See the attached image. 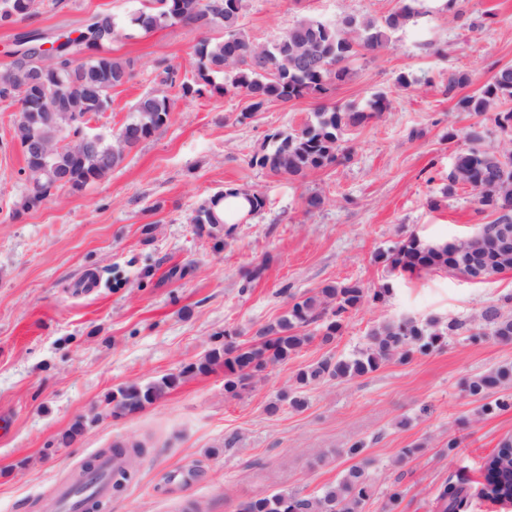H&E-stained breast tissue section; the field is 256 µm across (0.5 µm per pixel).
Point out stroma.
<instances>
[{"instance_id": "1", "label": "stroma", "mask_w": 512, "mask_h": 512, "mask_svg": "<svg viewBox=\"0 0 512 512\" xmlns=\"http://www.w3.org/2000/svg\"><path fill=\"white\" fill-rule=\"evenodd\" d=\"M137 0H64L52 10L0 27V69L14 36L37 29L53 36L106 12L121 19ZM398 0H245L241 22L252 40L273 41L305 15L328 21L380 18ZM419 16L366 55L351 80L326 98L273 101L249 112L242 94L182 97L164 88L159 62L192 78L196 31L174 25L113 42L112 55L136 62L133 77L89 126L116 133L142 95L166 90L169 121L133 149L102 181L79 193L61 190L38 208L14 215L24 192V157L12 139L18 119L0 105V512H47L66 479L102 450L138 440L146 455L101 512H237L240 503L280 491L311 494L336 485L366 444L363 457L375 496L362 512H387L386 491L404 492L398 512H434L446 479L483 481L481 465L512 434V409L481 419L466 380L512 363V344L450 337L446 346L402 365L390 362L361 378L305 388L308 405L270 412L299 370L326 355L346 356L388 320L479 321L485 307L512 294V269L477 283L434 272L388 273L376 251L415 234L444 242L485 223L475 193L443 198L459 142L448 128L472 123L459 97L472 94L501 67L512 66V0H422ZM472 83L446 93L450 73ZM412 85L401 88L399 75ZM385 95L380 118L348 131L354 158L305 177L271 176L250 163L269 134L312 121L322 104L363 106ZM233 185L266 198L238 225L224 248L191 224L209 196ZM324 199L308 209V196ZM438 199L430 208L429 199ZM263 266L260 279L248 272ZM393 285L384 301L350 313L328 346L312 341L287 364L268 369L253 390L224 395V373L185 379L163 400L120 418L105 411L118 387L179 373L237 332L251 340L284 314L289 294L331 282ZM83 433L61 435L76 421ZM462 436L455 453L448 439ZM419 446L409 460L403 449Z\"/></svg>"}]
</instances>
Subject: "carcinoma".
Masks as SVG:
<instances>
[{"instance_id":"carcinoma-1","label":"carcinoma","mask_w":512,"mask_h":512,"mask_svg":"<svg viewBox=\"0 0 512 512\" xmlns=\"http://www.w3.org/2000/svg\"><path fill=\"white\" fill-rule=\"evenodd\" d=\"M40 8L43 0H0V27L31 17L24 2ZM155 8L139 7L119 21L110 13L93 16L94 26L112 31V40L104 41L86 58L82 53L88 25L59 33L60 45L52 52L36 49L11 61L3 69L10 87H0V104L17 108L30 128L46 134L54 132L53 112L58 99L75 96L83 99L79 116L70 133L73 140L86 134L92 116L108 110L112 89L128 82L135 61L112 57V41L131 38L137 33L174 25L178 16L184 25L202 31L194 46L195 75L192 81H177L178 69L161 62L169 86L180 87L182 96L201 98L208 93L231 91L251 100L249 109L260 110L272 101L288 103L305 96L324 97L335 85L352 75V63L362 53H377L388 45L393 32L418 14V0H401L399 9L381 19L347 17L330 23L314 15L300 18L282 37L269 44H257L240 24L244 0H224V11L213 13L208 0H154ZM224 76V83L216 77ZM512 66L500 68L476 92L461 97L458 108L469 115L492 114L495 127L512 140ZM167 95L141 96L130 108L126 122L117 135L99 142L97 154L86 161L69 159L63 153L56 162L70 168L74 187L82 191L102 180L119 166L125 150L140 145L166 126L172 110ZM389 108L388 100L378 95L366 107H322L314 120L291 132H275L251 158V164L272 176L302 177L310 171L347 163L353 149L344 146L347 131L359 128L381 116ZM448 141L460 140L454 168L448 170V183L442 195L451 198L460 187L475 191L479 212L492 220L480 225L471 236L454 242L429 243L411 234L380 250L375 260L391 272L428 274L453 272L469 274L479 280L512 269V247L500 244V228L512 229V147L491 149L485 145L484 131L475 126L450 129ZM224 191L214 193L196 210L192 223L208 225V235L216 238L223 231L224 218L219 206ZM392 285L377 289L359 282L329 283L316 294L292 295L287 312L256 331L250 342H239L226 334L224 345L211 349L202 360L186 366L179 374L165 375L146 384L117 389L109 401L114 417L132 414L162 399L181 380L193 374H206L224 368V392L240 397L249 391L270 368L288 361L306 344L317 338L328 345L345 328L346 316L368 302L377 303L390 293ZM482 320L490 335L512 342V296L486 307ZM466 335L478 340L484 333L462 321L444 322L437 317L425 321H386L368 334L365 347L351 357L328 355L296 374L303 388L328 379H353L377 371L385 362L407 364L417 355H428L443 348L452 336ZM512 379V368H500L476 377L466 384L469 395L484 400L480 413L495 416L512 409V393L495 388ZM140 443L129 446L122 466L112 473V485L126 479V466L143 454ZM485 483L474 487L463 478L448 479L435 493L436 512H469L485 504L498 506L512 502V435L503 436L486 458ZM374 484L364 468L353 466L334 488L321 494L304 495L299 491L277 492L254 497L239 505L238 512H361L375 494Z\"/></svg>"}]
</instances>
